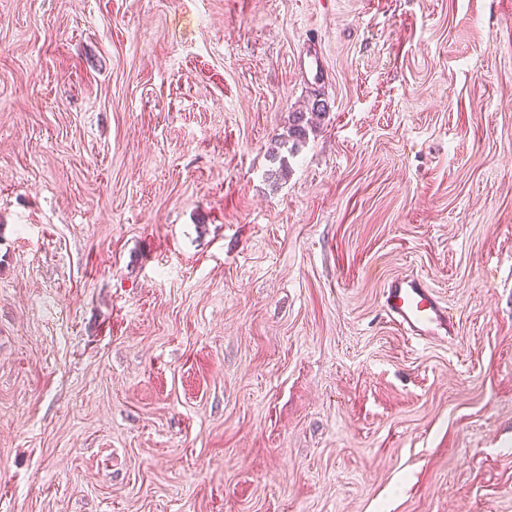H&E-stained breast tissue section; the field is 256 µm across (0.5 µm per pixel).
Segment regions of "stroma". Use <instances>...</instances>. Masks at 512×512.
Listing matches in <instances>:
<instances>
[{
	"label": "stroma",
	"mask_w": 512,
	"mask_h": 512,
	"mask_svg": "<svg viewBox=\"0 0 512 512\" xmlns=\"http://www.w3.org/2000/svg\"><path fill=\"white\" fill-rule=\"evenodd\" d=\"M0 512H512V0H0ZM381 305L388 319L411 339H435L450 335L454 329L448 307L422 275L391 278L384 288Z\"/></svg>",
	"instance_id": "35a3bbf8"
}]
</instances>
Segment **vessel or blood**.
Masks as SVG:
<instances>
[{
    "mask_svg": "<svg viewBox=\"0 0 512 512\" xmlns=\"http://www.w3.org/2000/svg\"><path fill=\"white\" fill-rule=\"evenodd\" d=\"M388 319L415 340H430L450 334L453 316L435 295L426 277L405 275L391 278L382 294Z\"/></svg>",
    "mask_w": 512,
    "mask_h": 512,
    "instance_id": "b4317fda",
    "label": "vessel or blood"
}]
</instances>
